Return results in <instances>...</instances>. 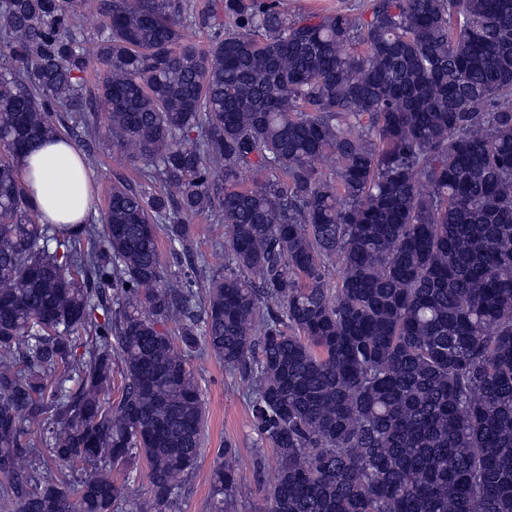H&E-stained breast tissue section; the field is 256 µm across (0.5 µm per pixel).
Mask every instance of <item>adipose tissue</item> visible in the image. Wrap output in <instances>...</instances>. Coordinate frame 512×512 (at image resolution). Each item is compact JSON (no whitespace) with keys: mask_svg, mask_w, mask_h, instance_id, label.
I'll list each match as a JSON object with an SVG mask.
<instances>
[{"mask_svg":"<svg viewBox=\"0 0 512 512\" xmlns=\"http://www.w3.org/2000/svg\"><path fill=\"white\" fill-rule=\"evenodd\" d=\"M18 176L44 224H83L94 212L84 161L65 137H53L26 154Z\"/></svg>","mask_w":512,"mask_h":512,"instance_id":"adipose-tissue-1","label":"adipose tissue"}]
</instances>
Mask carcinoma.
I'll list each match as a JSON object with an SVG mask.
<instances>
[{
  "instance_id": "carcinoma-1",
  "label": "carcinoma",
  "mask_w": 512,
  "mask_h": 512,
  "mask_svg": "<svg viewBox=\"0 0 512 512\" xmlns=\"http://www.w3.org/2000/svg\"><path fill=\"white\" fill-rule=\"evenodd\" d=\"M83 5L0 0L12 512H168L203 442V350L251 380L264 512H512V0H97L92 90ZM91 95L151 189L118 180L101 223L41 224L17 164L56 134L95 143ZM198 217L224 225L222 268L173 282L158 230L182 245ZM137 454L146 503L112 480ZM237 471L227 444L215 512ZM292 10L296 15H308L336 10V8H360L368 0H290ZM360 9L357 10L359 12Z\"/></svg>"
}]
</instances>
